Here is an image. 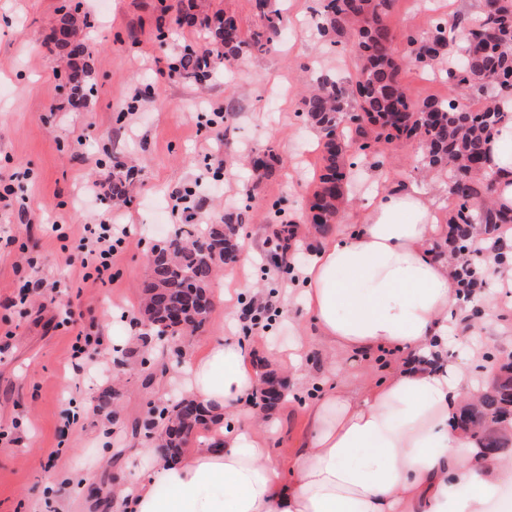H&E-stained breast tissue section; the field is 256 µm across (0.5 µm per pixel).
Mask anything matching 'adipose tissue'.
Returning <instances> with one entry per match:
<instances>
[{
    "label": "adipose tissue",
    "instance_id": "1",
    "mask_svg": "<svg viewBox=\"0 0 512 512\" xmlns=\"http://www.w3.org/2000/svg\"><path fill=\"white\" fill-rule=\"evenodd\" d=\"M486 147L496 204L512 209V125ZM348 223L295 269L298 287L288 296L311 318L312 337L269 360L305 379L301 354L313 338L353 361L388 354V374L338 378L307 404V435L283 460L267 446V420L244 407L258 386L247 344L213 342L179 379L234 426L220 447L174 461L144 443L152 468L120 490L123 512H500L512 493V455L489 453L459 424L485 393L471 378L486 347L448 356V316L467 317L472 302L435 252L447 228L424 193L395 176Z\"/></svg>",
    "mask_w": 512,
    "mask_h": 512
}]
</instances>
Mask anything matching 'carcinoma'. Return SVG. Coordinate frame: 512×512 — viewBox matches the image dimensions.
Listing matches in <instances>:
<instances>
[{"label":"carcinoma","mask_w":512,"mask_h":512,"mask_svg":"<svg viewBox=\"0 0 512 512\" xmlns=\"http://www.w3.org/2000/svg\"><path fill=\"white\" fill-rule=\"evenodd\" d=\"M392 0H320L319 35L331 44L340 43L347 32L359 34L361 64L351 80L330 75L318 78L302 100L306 118L324 138V166L314 179L307 204L306 223L322 237L342 220V209L352 188L350 151L379 163L381 148L399 140L414 142L422 151L423 167L446 170L450 174L448 192L453 203L446 223L454 226L451 240L437 245V253L450 254L455 268L471 279L477 266L473 261L475 234L492 235L512 224V210L493 207L494 183L470 173L478 162L486 161L489 134L512 123V0H484L481 17L472 21L459 16L451 23L436 20L421 34L405 36L409 53L394 54L393 36L386 21ZM261 30L251 39L242 37L236 18L224 11V28L205 27L215 49L201 53L210 68L254 50H262L281 28V15L268 0H254ZM463 35L455 49H448V28ZM413 65L431 70L444 79L448 95L420 103L403 83V67ZM85 70L76 63L67 65L61 87L69 95H86ZM470 92L479 106L458 105V89ZM245 214L239 208L224 212V222L210 224L196 240L180 244L167 240L150 263V275L142 283L141 309L151 331L158 338L204 327L211 310L210 288L219 267L238 260L239 229ZM295 239L293 223L271 228L270 240L278 245V261L290 256ZM480 408L464 415V421L483 429L503 415L512 404V366ZM160 440L169 457L178 459L201 431L209 430L214 415L200 411L193 401L181 398L159 412ZM482 446L493 453H508L512 440L485 434Z\"/></svg>","instance_id":"cac0c4a2"}]
</instances>
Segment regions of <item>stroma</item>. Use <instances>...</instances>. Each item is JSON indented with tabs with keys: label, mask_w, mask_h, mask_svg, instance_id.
Here are the masks:
<instances>
[{
	"label": "stroma",
	"mask_w": 512,
	"mask_h": 512,
	"mask_svg": "<svg viewBox=\"0 0 512 512\" xmlns=\"http://www.w3.org/2000/svg\"><path fill=\"white\" fill-rule=\"evenodd\" d=\"M63 0H0V179H13L16 196L0 201V225H10L16 242L0 248V512H44L46 496L68 499L74 512H102L119 488L145 474L149 459L137 453L150 411L182 396L173 385L177 368L167 365L172 346L198 354L217 336L238 337L243 303L267 298L278 276L265 246L269 225L302 223L310 184L321 167V134L300 114L302 96L316 73L341 79L360 65L354 37L327 55L316 35L318 0H273L282 16L279 36L265 51L242 56L231 71L216 68L205 80L171 72L184 47L204 52L205 30L168 14L157 26L159 0H80L76 40L79 62L89 67L93 92L72 106L58 73L63 50L45 45ZM483 0H394L388 23L393 46L405 54V34L434 17L480 11ZM223 113L220 126L201 116ZM273 149L268 172L251 173L238 158ZM134 169L125 196L112 195V168ZM384 165L409 177L436 200L452 205L447 181L424 171L406 142L386 149ZM188 187L201 204L199 222L183 223L173 213V189ZM246 214L240 230L250 263L219 268L211 289L213 306L205 327L170 340H146L140 314L141 284L148 274L147 251L168 236L189 237L202 225L224 219L226 204ZM111 214L131 235L116 262L115 282L81 284L71 261L87 224ZM69 227L68 241L52 227ZM41 280L26 313L9 303L24 280ZM235 287L223 302L225 286ZM85 326L106 341L84 374L70 364L71 337L57 323L74 287ZM479 313L494 314L487 371L477 385L495 383L512 362V290L488 288ZM312 324L300 307L281 304L280 315L263 337H245L253 358L269 348L288 350ZM243 336V335H242ZM289 396L269 413L276 428L270 448L282 459L305 433V404L314 389L289 378ZM80 418L69 432L66 451L49 461L56 427L69 407ZM88 475L85 487L70 476Z\"/></svg>",
	"instance_id": "35a3bbf8"
}]
</instances>
